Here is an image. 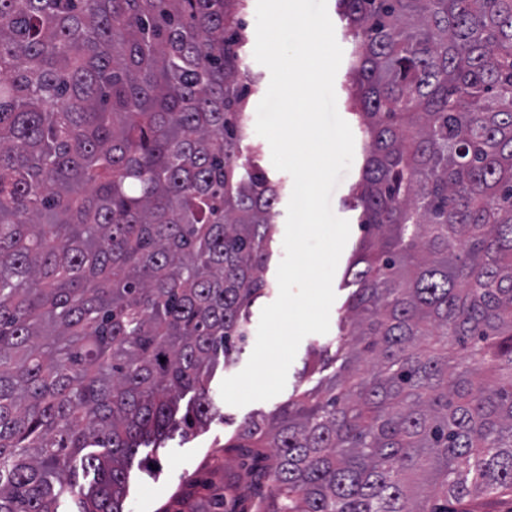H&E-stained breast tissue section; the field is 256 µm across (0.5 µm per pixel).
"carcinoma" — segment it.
<instances>
[{"instance_id": "carcinoma-1", "label": "carcinoma", "mask_w": 512, "mask_h": 512, "mask_svg": "<svg viewBox=\"0 0 512 512\" xmlns=\"http://www.w3.org/2000/svg\"><path fill=\"white\" fill-rule=\"evenodd\" d=\"M339 6L351 352L232 447L271 452L267 512H448L512 493V0ZM246 8L0 0V512H124L139 449L212 419L281 191L241 150Z\"/></svg>"}]
</instances>
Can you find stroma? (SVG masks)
Instances as JSON below:
<instances>
[{
  "label": "stroma",
  "mask_w": 512,
  "mask_h": 512,
  "mask_svg": "<svg viewBox=\"0 0 512 512\" xmlns=\"http://www.w3.org/2000/svg\"><path fill=\"white\" fill-rule=\"evenodd\" d=\"M365 161L362 137L354 139L351 167L344 173L331 197L334 214L350 223V235L343 249L333 278L335 300L330 310V329L327 334H311L300 343L289 368L282 393L241 408L226 404L220 394L223 379L243 369L249 353H242L236 364L216 369L209 392L215 414L206 426L174 436L164 448L141 449V456L153 458V465L132 463L127 486L124 512H204L209 500H224V512H258L257 504L266 498L271 484L267 472L272 462L266 458L250 457L233 448L232 442L240 425L251 417L273 411L286 402L294 390L314 388L320 374L305 373L310 351L331 341H339L343 305L355 291L356 285L346 268L362 236L360 212L349 204L353 186L360 180Z\"/></svg>",
  "instance_id": "1"
}]
</instances>
